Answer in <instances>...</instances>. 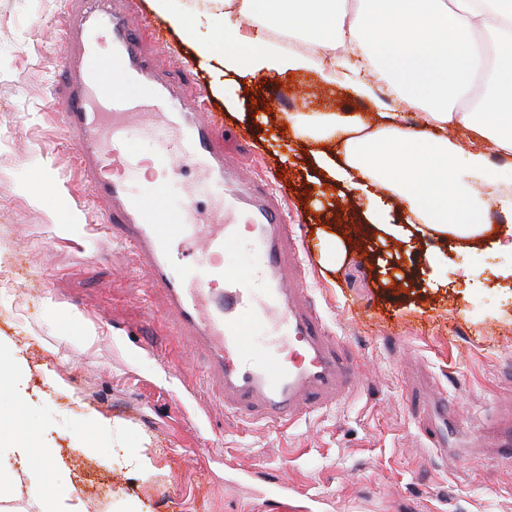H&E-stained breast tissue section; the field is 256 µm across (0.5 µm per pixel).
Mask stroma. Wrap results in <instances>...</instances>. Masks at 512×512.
Returning a JSON list of instances; mask_svg holds the SVG:
<instances>
[{
	"label": "stroma",
	"mask_w": 512,
	"mask_h": 512,
	"mask_svg": "<svg viewBox=\"0 0 512 512\" xmlns=\"http://www.w3.org/2000/svg\"><path fill=\"white\" fill-rule=\"evenodd\" d=\"M134 2L131 24L162 30L158 71L207 90L241 170L286 169L308 294L360 378L281 428L225 411L208 350L179 337L151 268L98 230L104 203L71 185L75 150L52 94L65 79L55 35L66 0H0V342L26 361L19 382L55 500L78 512H512V459L478 439L512 413V255L467 254L451 238L447 265L433 268L424 244L371 231L322 264L328 225L361 223L373 202L327 184L314 142L277 135L280 111L370 123L376 102L312 72L215 87L217 61ZM436 397L453 438L470 439L451 459L425 435ZM95 414L151 467L125 468L113 435L81 430Z\"/></svg>",
	"instance_id": "obj_1"
}]
</instances>
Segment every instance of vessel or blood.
<instances>
[{
  "label": "vessel or blood",
  "instance_id": "1",
  "mask_svg": "<svg viewBox=\"0 0 512 512\" xmlns=\"http://www.w3.org/2000/svg\"><path fill=\"white\" fill-rule=\"evenodd\" d=\"M133 0H68L60 34L65 82L57 91L61 123L77 147L76 173L110 208L107 226L154 271L182 335L206 347L222 381L224 404L246 418L287 425L310 413V397L339 396L355 386L352 362L340 358L308 297L302 277H287L298 254L284 206L267 179L241 176L216 135L224 115L206 108V92L186 95L162 82L145 53L143 30L127 12ZM155 143L160 179L131 188L126 172L141 165L139 142ZM205 175L217 206L193 198L169 204L183 167ZM248 229L251 261L241 267L232 245ZM263 276L266 288L251 283ZM264 327L273 363L249 365L254 330Z\"/></svg>",
  "mask_w": 512,
  "mask_h": 512
}]
</instances>
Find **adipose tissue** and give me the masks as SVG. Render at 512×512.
Instances as JSON below:
<instances>
[{
    "label": "adipose tissue",
    "instance_id": "ef3b65f1",
    "mask_svg": "<svg viewBox=\"0 0 512 512\" xmlns=\"http://www.w3.org/2000/svg\"><path fill=\"white\" fill-rule=\"evenodd\" d=\"M246 26L232 24V17ZM175 27L203 56L218 57L221 71L241 78H279L311 71L334 81L345 66L351 93L370 98L384 87L398 109L389 123L371 125L338 112H292L288 123L297 140L320 142L315 165L328 179L370 193L380 188L412 215L407 224L366 219L400 242L429 235L456 237L476 249L491 242L512 253V224H488L489 205L512 211V192L490 171L485 145L512 156V0H207L191 20ZM294 27L305 34L309 50L283 52L270 39L272 29ZM356 54L341 62V52ZM483 92L470 111L455 109L475 86ZM420 113L412 130L406 111ZM462 129L451 138L448 128ZM343 148L342 156L330 144ZM476 189L459 195L460 184ZM36 431L21 434L14 416L0 415V448L15 454L18 472L35 512H52L51 482L32 449Z\"/></svg>",
    "mask_w": 512,
    "mask_h": 512
}]
</instances>
